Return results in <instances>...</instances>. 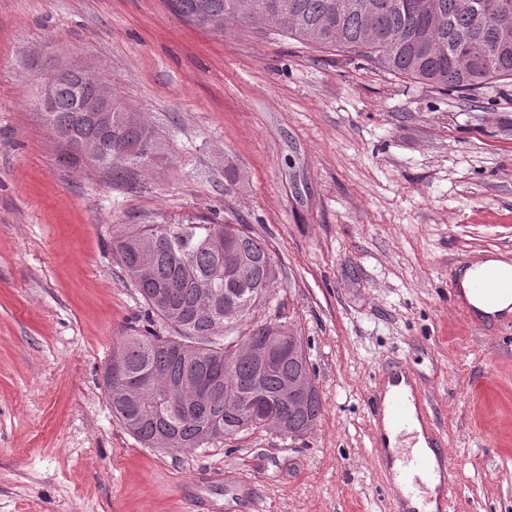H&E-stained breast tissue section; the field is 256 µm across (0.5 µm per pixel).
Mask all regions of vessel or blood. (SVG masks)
Wrapping results in <instances>:
<instances>
[{"label": "vessel or blood", "mask_w": 512, "mask_h": 512, "mask_svg": "<svg viewBox=\"0 0 512 512\" xmlns=\"http://www.w3.org/2000/svg\"><path fill=\"white\" fill-rule=\"evenodd\" d=\"M368 405L376 425L390 423L392 428L407 429L412 422H419L422 435L432 456L408 452L395 455L388 448L383 433H376L373 440L375 457L386 466L389 487L395 497V512H413L411 497L425 491L428 481H436L437 512H448L450 487L454 478V463L446 445L431 423L426 398L411 374L400 366L387 368L379 374L368 394Z\"/></svg>", "instance_id": "b4317fda"}]
</instances>
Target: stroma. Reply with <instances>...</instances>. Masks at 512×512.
Listing matches in <instances>:
<instances>
[{"label": "stroma", "mask_w": 512, "mask_h": 512, "mask_svg": "<svg viewBox=\"0 0 512 512\" xmlns=\"http://www.w3.org/2000/svg\"><path fill=\"white\" fill-rule=\"evenodd\" d=\"M110 82L163 136L129 183L59 159L44 61ZM244 219L278 279L250 325L300 336L311 431L143 447L103 371L143 299L123 224ZM512 260V81L448 93L166 0H0V512H393L366 399L405 364L455 463L449 512H512V316L477 319L457 273ZM224 473V487L190 488Z\"/></svg>", "instance_id": "35a3bbf8"}]
</instances>
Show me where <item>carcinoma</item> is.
<instances>
[{
  "label": "carcinoma",
  "mask_w": 512,
  "mask_h": 512,
  "mask_svg": "<svg viewBox=\"0 0 512 512\" xmlns=\"http://www.w3.org/2000/svg\"><path fill=\"white\" fill-rule=\"evenodd\" d=\"M168 0L187 22L275 30L316 49H339L440 90L475 91L512 80V0ZM103 79L70 78L54 88L43 113L67 164L87 162L127 183L165 158V142L143 116L112 92V151L81 102L98 97ZM117 264L138 288L163 336L147 328L121 337L104 374L130 383L112 388V414L146 448H204L241 433L273 427L288 416L290 437L310 431L321 413L315 397L290 414L285 386L308 366L289 355L263 370L236 356L225 338L247 345L258 335L289 338L285 323L241 330L277 280L266 244L246 224L208 219L124 224L112 235ZM220 387L201 408L187 410L189 389L210 373Z\"/></svg>",
  "instance_id": "carcinoma-1"
}]
</instances>
